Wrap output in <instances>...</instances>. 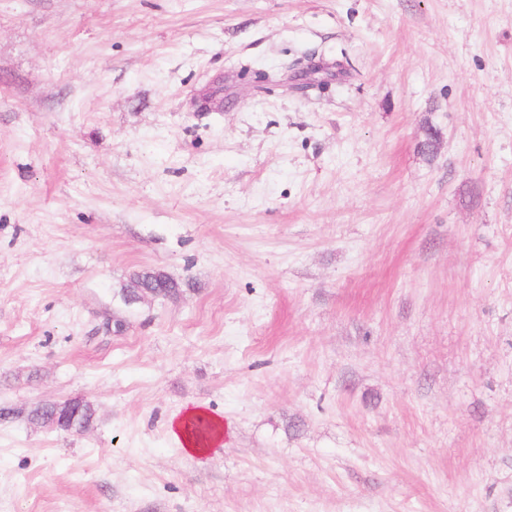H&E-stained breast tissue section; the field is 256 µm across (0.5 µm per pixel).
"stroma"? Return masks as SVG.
Returning <instances> with one entry per match:
<instances>
[{"label":"stroma","instance_id":"stroma-1","mask_svg":"<svg viewBox=\"0 0 512 512\" xmlns=\"http://www.w3.org/2000/svg\"><path fill=\"white\" fill-rule=\"evenodd\" d=\"M0 407V512H512V0H0ZM132 288H151L159 299H173L180 295L181 285L158 269H145L133 275L130 284L121 288V299L125 305H131L129 296ZM196 415L211 416L199 405H187L181 412L174 414L169 419L168 427L170 433L180 443L181 447L186 451L188 455L195 458H203L206 457L212 451V449L218 446L224 439V425L221 420L213 417L221 424L222 430L215 439L209 440L207 442H199L195 440L185 428L186 421Z\"/></svg>","mask_w":512,"mask_h":512}]
</instances>
